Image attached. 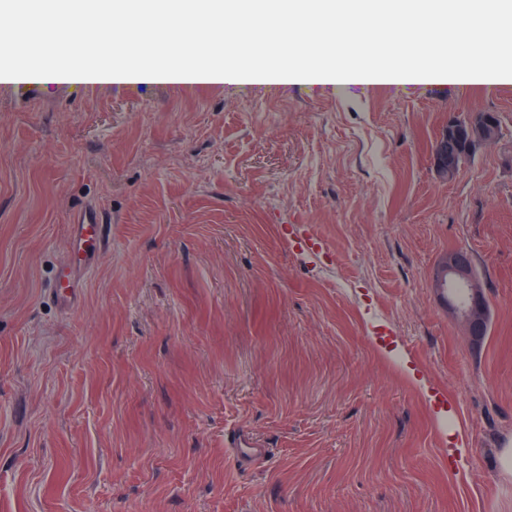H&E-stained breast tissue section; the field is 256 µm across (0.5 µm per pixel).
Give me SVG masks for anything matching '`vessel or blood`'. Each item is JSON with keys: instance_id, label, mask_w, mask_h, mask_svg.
I'll return each instance as SVG.
<instances>
[{"instance_id": "1", "label": "vessel or blood", "mask_w": 512, "mask_h": 512, "mask_svg": "<svg viewBox=\"0 0 512 512\" xmlns=\"http://www.w3.org/2000/svg\"><path fill=\"white\" fill-rule=\"evenodd\" d=\"M106 218L96 210L85 211L72 226L69 261L49 288L53 302L63 310L76 308L80 289L74 270L92 269L107 245Z\"/></svg>"}]
</instances>
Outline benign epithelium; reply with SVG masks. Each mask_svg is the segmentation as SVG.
<instances>
[{"mask_svg": "<svg viewBox=\"0 0 512 512\" xmlns=\"http://www.w3.org/2000/svg\"><path fill=\"white\" fill-rule=\"evenodd\" d=\"M468 132L479 143L498 138V125H487L472 117H465ZM440 288L448 289V307L470 336L481 335L486 324V307L480 300L482 284L474 273L468 253L463 250L448 252L441 261Z\"/></svg>", "mask_w": 512, "mask_h": 512, "instance_id": "benign-epithelium-1", "label": "benign epithelium"}]
</instances>
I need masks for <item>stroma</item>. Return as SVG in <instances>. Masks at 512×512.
<instances>
[{
	"instance_id": "35a3bbf8",
	"label": "stroma",
	"mask_w": 512,
	"mask_h": 512,
	"mask_svg": "<svg viewBox=\"0 0 512 512\" xmlns=\"http://www.w3.org/2000/svg\"><path fill=\"white\" fill-rule=\"evenodd\" d=\"M480 112L501 137L447 178ZM85 208L108 246L65 314ZM457 249L477 338L431 288ZM511 438L512 79L0 86V512H506ZM477 146L476 142L468 138L463 128L448 132V136L440 145V155L445 170L448 172V166L451 168L450 176L448 174L450 179L458 173ZM108 219L97 210H87L72 224L71 252L69 261L50 285L49 295L64 311L76 308L80 288L74 278L76 269L90 270L106 248Z\"/></svg>"
}]
</instances>
